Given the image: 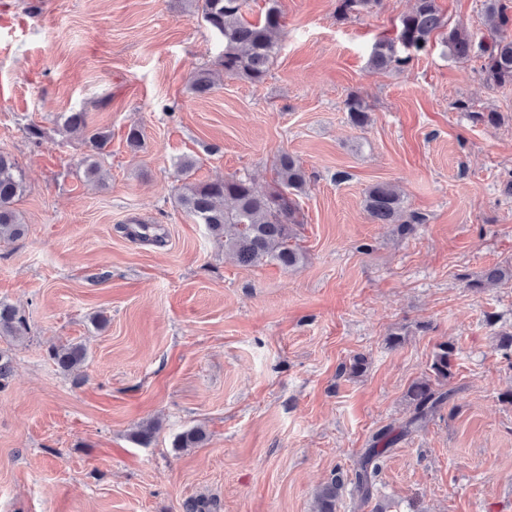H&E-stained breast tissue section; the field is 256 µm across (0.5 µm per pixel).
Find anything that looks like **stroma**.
I'll list each match as a JSON object with an SVG mask.
<instances>
[{"mask_svg": "<svg viewBox=\"0 0 512 512\" xmlns=\"http://www.w3.org/2000/svg\"><path fill=\"white\" fill-rule=\"evenodd\" d=\"M279 6L266 80L225 76L199 97L191 73L224 43L190 0H0V152L27 185V232L0 244V301L30 327L0 338L12 361L0 512H187L197 499L208 512H312L320 485L352 479L372 436L408 420L406 391L444 342L452 407L389 448L368 501L344 487L336 512H512V359L499 347L512 283L469 286L512 259V90L436 39L401 70H371L373 44L396 36L413 0L348 21L335 0ZM353 94L370 111L362 129ZM460 100L503 123H473ZM78 110L110 135L98 181L59 127ZM282 150L310 176L304 260L240 265L177 206V164L268 191ZM378 182L425 216L413 234L370 220L363 197ZM133 219L164 245L128 237ZM54 343L86 347L79 373L55 365ZM358 354L368 367L349 375ZM150 421L160 429L140 445ZM192 427L205 443L174 448Z\"/></svg>", "mask_w": 512, "mask_h": 512, "instance_id": "1", "label": "stroma"}]
</instances>
